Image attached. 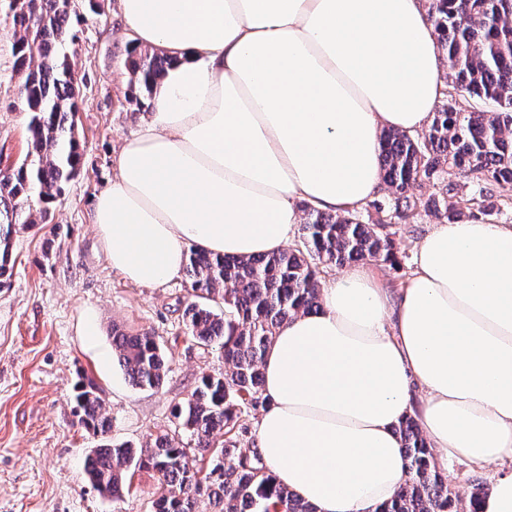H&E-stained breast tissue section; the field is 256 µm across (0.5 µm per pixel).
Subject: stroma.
I'll list each match as a JSON object with an SVG mask.
<instances>
[{
  "instance_id": "35a3bbf8",
  "label": "stroma",
  "mask_w": 512,
  "mask_h": 512,
  "mask_svg": "<svg viewBox=\"0 0 512 512\" xmlns=\"http://www.w3.org/2000/svg\"><path fill=\"white\" fill-rule=\"evenodd\" d=\"M0 0V169L27 152L29 114L20 105L14 70V27ZM114 7L79 26L67 43L80 88L75 125L84 169L55 203L53 223L13 236V276L0 289V512H152L161 494L157 476L129 467L121 499L100 493L85 473L87 457L104 440L146 444L174 431V406L199 378L224 369V358L194 342L182 322L191 301L186 276L149 288L114 271L91 222V206L112 176L111 158L138 131L148 109L132 101L128 43L117 35ZM432 215L393 225L397 264L375 263L381 281L398 292L413 270L418 243L435 224ZM101 333H77L86 309ZM156 336L168 371L155 388L132 387L112 359V328ZM87 373L103 390L112 419L108 437L85 429L75 409L74 387Z\"/></svg>"
}]
</instances>
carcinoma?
<instances>
[{
    "label": "carcinoma",
    "mask_w": 512,
    "mask_h": 512,
    "mask_svg": "<svg viewBox=\"0 0 512 512\" xmlns=\"http://www.w3.org/2000/svg\"><path fill=\"white\" fill-rule=\"evenodd\" d=\"M428 12L438 49L449 62L452 91L444 93L446 103L433 112L425 133H382V179L390 193L343 215L305 206L300 248L252 259L191 251L185 275L193 300L183 322L196 343L222 350L224 371L202 375L191 396L175 407L188 441L166 431L138 450L112 442L95 449L86 472L98 491L120 498L125 470L134 462L157 474L163 487L153 512H198L203 495L218 501L219 512H315L276 483L259 453L236 434L242 414L266 407L262 362L273 336L292 317L317 310L323 269L394 262L389 224H409L422 210L449 222L489 217L499 211L492 186L512 183V0H428ZM8 14L16 33L20 99L30 114V150L0 176V288L12 275L13 234L50 223L63 185L84 167L74 123L79 89L62 53L67 40H76L72 20L84 17L63 0H28L27 7ZM129 53L138 55L130 61L134 88L148 98L171 58L137 48ZM461 178L470 192H459ZM431 183L441 184L439 191L417 196ZM112 359L138 388L159 386L167 371L149 332L112 328ZM74 399L85 428L103 436L110 432L112 420L93 379L79 378ZM396 431L406 479L378 512H478L483 483L463 492L453 488L414 417ZM218 435L224 437L219 448ZM230 453L234 462L227 467L224 456ZM207 457L204 473L198 463Z\"/></svg>",
    "instance_id": "1"
}]
</instances>
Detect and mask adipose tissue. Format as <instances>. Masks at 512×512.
I'll use <instances>...</instances> for the list:
<instances>
[{"mask_svg": "<svg viewBox=\"0 0 512 512\" xmlns=\"http://www.w3.org/2000/svg\"><path fill=\"white\" fill-rule=\"evenodd\" d=\"M123 35L171 59L92 222L147 287L187 247L273 253L299 202L333 214L382 188L379 134L428 128L444 89L425 0H119ZM254 448L316 512H375L405 479L396 426L438 463L512 460V225L440 222L398 294L356 266L277 331Z\"/></svg>", "mask_w": 512, "mask_h": 512, "instance_id": "ef3b65f1", "label": "adipose tissue"}]
</instances>
